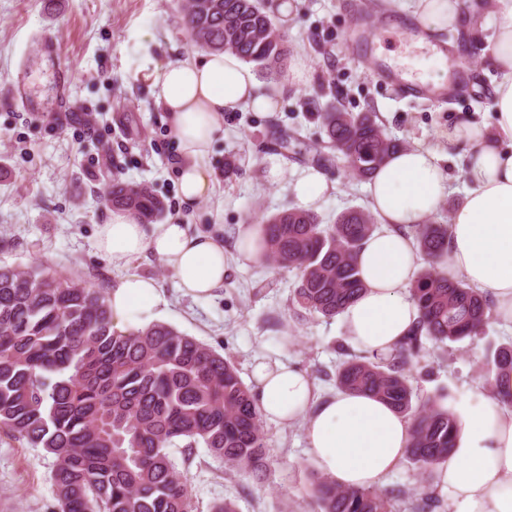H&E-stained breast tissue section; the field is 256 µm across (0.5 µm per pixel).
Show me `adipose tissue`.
Masks as SVG:
<instances>
[{
  "label": "adipose tissue",
  "mask_w": 512,
  "mask_h": 512,
  "mask_svg": "<svg viewBox=\"0 0 512 512\" xmlns=\"http://www.w3.org/2000/svg\"><path fill=\"white\" fill-rule=\"evenodd\" d=\"M430 35L460 29L459 0H406ZM491 32V63L501 74L491 120L453 123L433 146L413 145L390 155L366 185L367 205L383 228L358 255L365 288L342 314L348 344L368 355L392 353L419 316L409 293L422 263L408 229L436 212L452 191V164L468 152L466 183L448 226L442 265L452 277L488 294L504 326L512 327V0H498L481 17ZM166 112L181 162L178 183L185 205L213 191L207 166L225 113L269 112L255 74L236 55L209 52L155 68L147 75ZM97 248L113 266L152 255L186 293L206 297L224 285V244L215 233L175 221L144 225L120 210L99 225ZM153 279L123 278L109 296L116 329L161 303ZM254 397L262 416L278 425L300 424L307 452L325 476L350 490L382 484L411 441L409 418L370 395L340 391L319 398L308 374L287 362L254 368ZM455 448L438 472V489L455 512H512V411L487 396L459 408Z\"/></svg>",
  "instance_id": "obj_1"
}]
</instances>
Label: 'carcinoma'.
<instances>
[{
  "label": "carcinoma",
  "mask_w": 512,
  "mask_h": 512,
  "mask_svg": "<svg viewBox=\"0 0 512 512\" xmlns=\"http://www.w3.org/2000/svg\"><path fill=\"white\" fill-rule=\"evenodd\" d=\"M190 43L230 51L268 80L287 77L288 35L264 0H177ZM325 148L368 180L403 147L374 112L328 105L312 113ZM106 201L140 224H154L164 201L146 183L112 180ZM377 230L360 208L322 225L305 209L261 219L265 259L296 272L294 299L307 313L334 318L360 295L356 257ZM424 265L409 291L419 318L387 357L344 351L340 391L369 393L411 420L407 454L419 468L413 489L345 490L317 473L311 491L320 512H432L443 508L433 469L454 447L457 414L439 398L420 400L410 383L427 344L445 348L485 335L490 299L438 266L446 224L410 228ZM486 371L491 393L512 404V341ZM0 429L54 458L58 512H192L191 488L171 449L184 461L202 447L237 474L268 467V438L252 388L210 346L161 322L118 331L108 295L45 265L0 263Z\"/></svg>",
  "instance_id": "obj_1"
}]
</instances>
